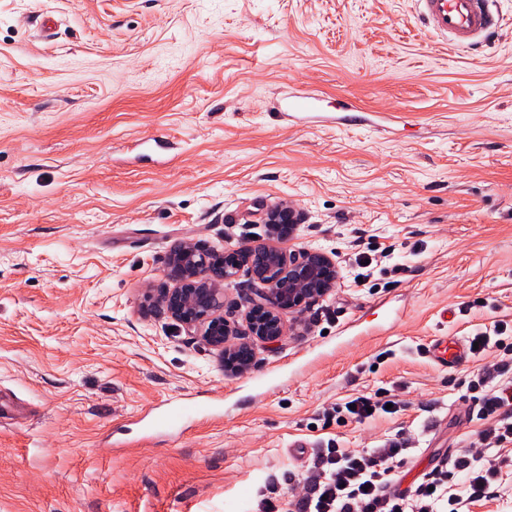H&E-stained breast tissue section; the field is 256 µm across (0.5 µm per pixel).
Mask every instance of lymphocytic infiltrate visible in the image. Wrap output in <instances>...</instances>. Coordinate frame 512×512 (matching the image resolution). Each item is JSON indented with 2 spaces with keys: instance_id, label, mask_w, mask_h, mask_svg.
Segmentation results:
<instances>
[{
  "instance_id": "obj_1",
  "label": "lymphocytic infiltrate",
  "mask_w": 512,
  "mask_h": 512,
  "mask_svg": "<svg viewBox=\"0 0 512 512\" xmlns=\"http://www.w3.org/2000/svg\"><path fill=\"white\" fill-rule=\"evenodd\" d=\"M511 371L512 363L502 359L479 377L482 415L493 423L482 432L480 447L459 455L453 467H435L414 491L396 494L391 486L403 462L402 442L357 454L330 445L315 457L312 475L293 494L292 512H436L440 504L447 512H459L460 500L453 491L456 474H464L470 497L482 496L500 474L489 449L512 444Z\"/></svg>"
}]
</instances>
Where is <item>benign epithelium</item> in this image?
I'll return each mask as SVG.
<instances>
[{
    "label": "benign epithelium",
    "mask_w": 512,
    "mask_h": 512,
    "mask_svg": "<svg viewBox=\"0 0 512 512\" xmlns=\"http://www.w3.org/2000/svg\"><path fill=\"white\" fill-rule=\"evenodd\" d=\"M265 223L279 241L295 238L298 220L293 209L274 206L266 213ZM174 264L184 271L174 278L176 286L162 296L161 305L188 332L201 333L220 349L225 367L241 371L252 366L256 343L279 341L286 332L287 319L298 315L306 303L325 296L339 280L332 258L308 248L288 254L264 244L224 253L196 247L174 252L169 265ZM245 267L265 288L259 299H249L244 325L238 331L240 339L228 345L232 330L224 320L223 283Z\"/></svg>",
    "instance_id": "obj_1"
}]
</instances>
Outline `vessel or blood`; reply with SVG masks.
I'll return each mask as SVG.
<instances>
[{"label":"vessel or blood","instance_id":"obj_1","mask_svg":"<svg viewBox=\"0 0 512 512\" xmlns=\"http://www.w3.org/2000/svg\"><path fill=\"white\" fill-rule=\"evenodd\" d=\"M423 13L437 37L457 47L488 41L499 24L489 9V0H419ZM426 356L437 367L448 370L469 360L466 344L456 338L436 336L426 343ZM203 402L195 396L180 398L160 416L162 424L173 425L192 419Z\"/></svg>","mask_w":512,"mask_h":512}]
</instances>
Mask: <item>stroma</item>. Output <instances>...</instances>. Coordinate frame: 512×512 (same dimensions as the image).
Instances as JSON below:
<instances>
[{
	"instance_id": "obj_1",
	"label": "stroma",
	"mask_w": 512,
	"mask_h": 512,
	"mask_svg": "<svg viewBox=\"0 0 512 512\" xmlns=\"http://www.w3.org/2000/svg\"><path fill=\"white\" fill-rule=\"evenodd\" d=\"M491 8L468 49L419 0H0V512H255L330 443L405 439V487L469 446L470 382L512 359V0ZM277 204L340 283L228 372L145 297L175 245L270 243ZM260 287L225 282L230 324ZM481 333L459 369L421 353ZM185 394L213 410L159 426ZM360 395L400 407L338 419ZM494 455L461 512H512Z\"/></svg>"
}]
</instances>
